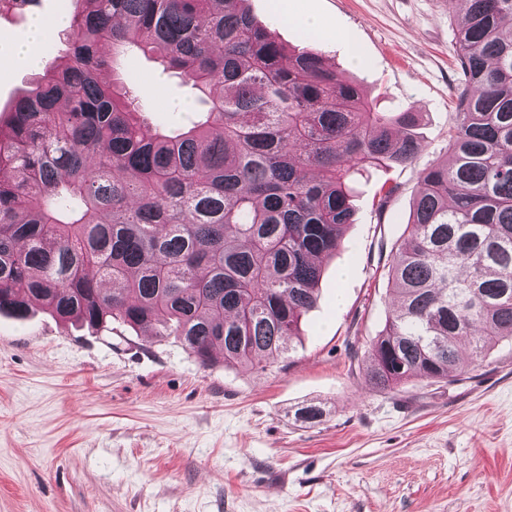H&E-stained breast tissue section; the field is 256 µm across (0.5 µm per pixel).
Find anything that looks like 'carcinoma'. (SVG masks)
<instances>
[{
  "mask_svg": "<svg viewBox=\"0 0 512 512\" xmlns=\"http://www.w3.org/2000/svg\"><path fill=\"white\" fill-rule=\"evenodd\" d=\"M245 0H74L62 62L0 135V311L174 334L203 365L290 358L358 178L404 168L418 112H381ZM456 122L393 252L397 306L367 351L381 391L476 370L512 341V0H455ZM138 51L207 97L148 134ZM470 339V353L458 349Z\"/></svg>",
  "mask_w": 512,
  "mask_h": 512,
  "instance_id": "obj_1",
  "label": "carcinoma"
}]
</instances>
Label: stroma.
<instances>
[{"mask_svg":"<svg viewBox=\"0 0 512 512\" xmlns=\"http://www.w3.org/2000/svg\"><path fill=\"white\" fill-rule=\"evenodd\" d=\"M72 0L0 7V122L61 36L31 21ZM289 48H308L381 109L418 112L421 145L403 169L360 179L350 225L326 261L295 350L267 370L204 366L179 337L119 320L94 329L44 310L0 313V512H512V341L472 378L379 391L365 356L393 306L392 251L418 176L448 153L456 120L458 10L450 0H247ZM31 46L40 69L18 49ZM147 93L151 132L187 126L190 87L135 53L121 65ZM398 189L385 209L382 182ZM322 408L311 425L299 416Z\"/></svg>","mask_w":512,"mask_h":512,"instance_id":"1","label":"stroma"}]
</instances>
